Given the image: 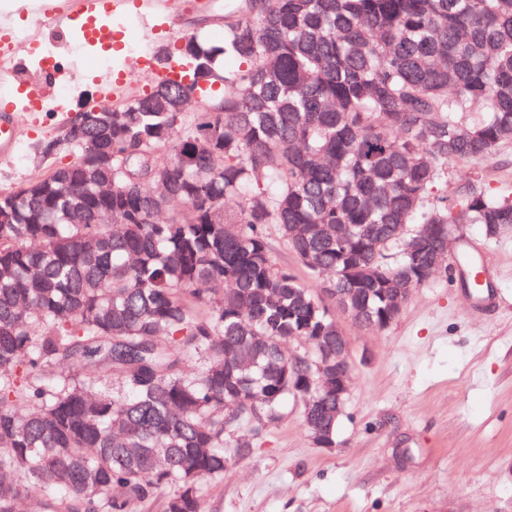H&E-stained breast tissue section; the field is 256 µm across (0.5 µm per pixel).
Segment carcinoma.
<instances>
[{
  "label": "carcinoma",
  "instance_id": "obj_1",
  "mask_svg": "<svg viewBox=\"0 0 512 512\" xmlns=\"http://www.w3.org/2000/svg\"><path fill=\"white\" fill-rule=\"evenodd\" d=\"M223 8L224 48L185 36L190 80L224 85L194 119L175 80L108 123L86 105L73 160L0 191V512L47 488L64 512H135L168 486L163 512H204L253 448L235 428L290 397L335 445L336 306L384 329L448 225L512 224L508 196L448 193V165L512 142V0ZM89 138L112 165L86 167Z\"/></svg>",
  "mask_w": 512,
  "mask_h": 512
}]
</instances>
